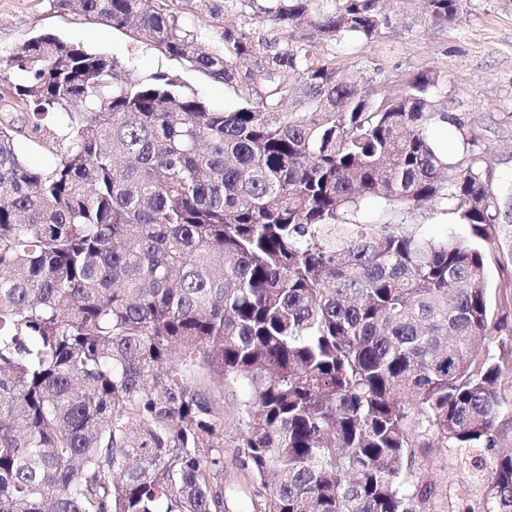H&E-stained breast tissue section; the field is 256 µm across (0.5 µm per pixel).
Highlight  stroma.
Wrapping results in <instances>:
<instances>
[{
	"instance_id": "stroma-1",
	"label": "stroma",
	"mask_w": 512,
	"mask_h": 512,
	"mask_svg": "<svg viewBox=\"0 0 512 512\" xmlns=\"http://www.w3.org/2000/svg\"><path fill=\"white\" fill-rule=\"evenodd\" d=\"M41 34L133 66L140 77L158 71L176 75L212 109L229 110L235 105L222 82L137 41L129 29L58 8L56 0H0V55H9ZM327 53L337 67L369 72L378 85L402 82L421 70L440 72L449 113L462 121L461 126L443 131L449 156L459 159L473 153L480 157L491 173L493 190L512 181V0H465L460 18L444 27L429 20L413 23L400 18L365 48L339 44L328 47ZM12 120L20 128L17 145L29 164L48 165L63 135L61 123L48 118L41 133L34 134L27 113L14 112ZM404 220L418 225L425 235L473 239L469 225L447 222L436 205L415 210ZM483 252L493 331L478 357L499 364L503 398L495 446L482 452L490 459L512 450V218L501 221L498 237L484 242Z\"/></svg>"
}]
</instances>
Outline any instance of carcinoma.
Here are the masks:
<instances>
[{
	"mask_svg": "<svg viewBox=\"0 0 512 512\" xmlns=\"http://www.w3.org/2000/svg\"><path fill=\"white\" fill-rule=\"evenodd\" d=\"M224 24L219 51L153 0H58L130 27L224 83L216 111L156 72L52 35L0 63L28 76L0 112L58 116L44 168L0 120V512H226L224 386L242 390L232 462L253 512H437L427 454L493 446L500 366L471 243L346 221L434 202L482 240L498 216L475 155L429 135L441 75L397 92L315 56L393 26L382 0H176ZM445 25L463 0H398ZM481 510L512 512V454L480 460Z\"/></svg>",
	"mask_w": 512,
	"mask_h": 512,
	"instance_id": "carcinoma-1",
	"label": "carcinoma"
}]
</instances>
